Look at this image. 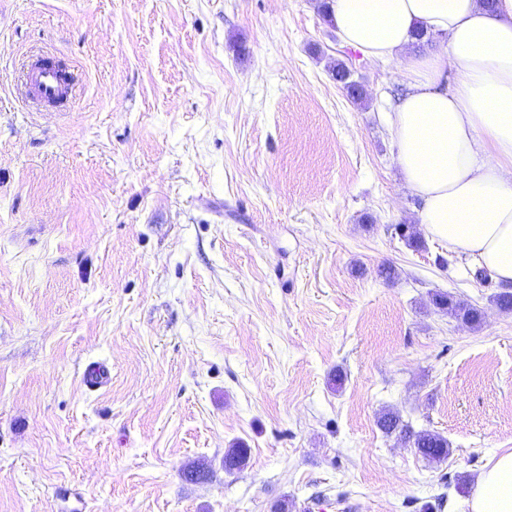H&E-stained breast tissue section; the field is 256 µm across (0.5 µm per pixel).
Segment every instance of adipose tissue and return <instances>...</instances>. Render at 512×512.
<instances>
[{"mask_svg": "<svg viewBox=\"0 0 512 512\" xmlns=\"http://www.w3.org/2000/svg\"><path fill=\"white\" fill-rule=\"evenodd\" d=\"M341 42L395 64L388 116L425 232L512 285V0H327ZM439 36L418 52L413 32ZM470 512H512V451L479 472Z\"/></svg>", "mask_w": 512, "mask_h": 512, "instance_id": "obj_1", "label": "adipose tissue"}]
</instances>
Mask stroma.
<instances>
[{
	"mask_svg": "<svg viewBox=\"0 0 512 512\" xmlns=\"http://www.w3.org/2000/svg\"><path fill=\"white\" fill-rule=\"evenodd\" d=\"M318 3L0 0V512H466L512 449V311L423 233L394 68ZM33 50L79 71L72 111L16 97ZM432 302L437 309L464 323L478 325L482 320V313L478 308L461 302L450 293H436ZM379 425L386 434H392L397 430L400 433H409L413 437L414 447L426 458L441 461L448 456V441L439 434L422 431L411 433L409 426L403 424L401 417L395 412H385L379 418Z\"/></svg>",
	"mask_w": 512,
	"mask_h": 512,
	"instance_id": "obj_1",
	"label": "stroma"
}]
</instances>
